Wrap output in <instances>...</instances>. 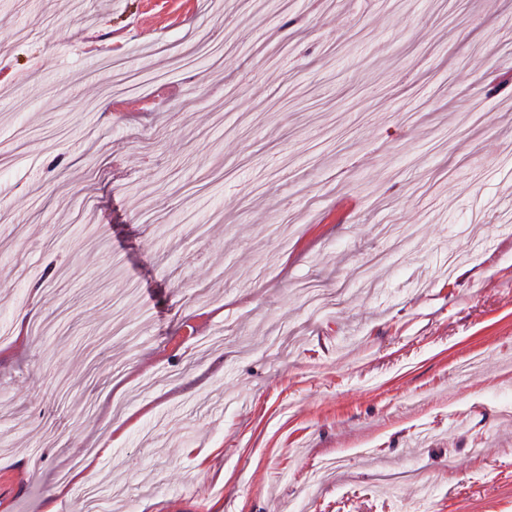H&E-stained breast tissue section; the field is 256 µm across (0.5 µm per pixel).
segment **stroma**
<instances>
[{"mask_svg": "<svg viewBox=\"0 0 512 512\" xmlns=\"http://www.w3.org/2000/svg\"><path fill=\"white\" fill-rule=\"evenodd\" d=\"M101 480L512 512V0H0V512Z\"/></svg>", "mask_w": 512, "mask_h": 512, "instance_id": "35a3bbf8", "label": "stroma"}]
</instances>
